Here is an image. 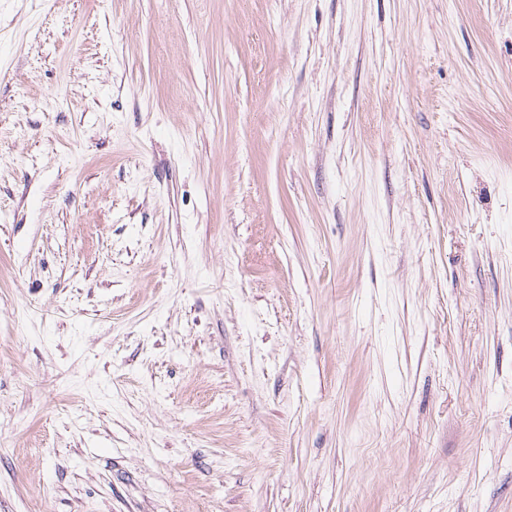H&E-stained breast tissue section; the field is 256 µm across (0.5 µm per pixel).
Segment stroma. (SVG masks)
Masks as SVG:
<instances>
[{
    "mask_svg": "<svg viewBox=\"0 0 512 512\" xmlns=\"http://www.w3.org/2000/svg\"><path fill=\"white\" fill-rule=\"evenodd\" d=\"M0 512H512V0H0Z\"/></svg>",
    "mask_w": 512,
    "mask_h": 512,
    "instance_id": "1",
    "label": "stroma"
}]
</instances>
